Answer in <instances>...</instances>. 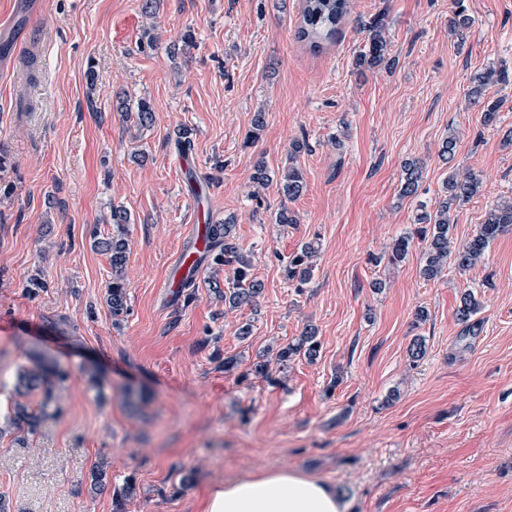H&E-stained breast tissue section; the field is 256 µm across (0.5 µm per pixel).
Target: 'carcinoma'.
I'll return each instance as SVG.
<instances>
[{"instance_id": "carcinoma-1", "label": "carcinoma", "mask_w": 512, "mask_h": 512, "mask_svg": "<svg viewBox=\"0 0 512 512\" xmlns=\"http://www.w3.org/2000/svg\"><path fill=\"white\" fill-rule=\"evenodd\" d=\"M348 12L349 0H304L302 23L298 29L297 38L309 44L315 51L321 49L324 43L335 38L338 26ZM385 29L383 13L374 16L365 25V31L368 33L367 50L358 57V66L372 68L387 59L388 44L384 36ZM511 80L512 75L505 69L488 70L474 78V85L468 91V99L482 106V125L496 124L501 106L499 101L485 100L487 87ZM124 116L127 118L134 116L137 124L146 127L153 122V109L149 101L142 99L137 103L136 113L126 111ZM404 171L400 194L403 197H412L418 191L421 178L420 165L416 161L408 162L404 166ZM304 186L301 169L290 165L279 173V187L284 198L290 201L297 199L302 194ZM481 191L482 181L477 174L471 171L462 174L455 171L444 182L433 211L420 216L422 226L417 228L416 236L425 242L424 264L421 269L425 279L437 278L450 260L462 271L474 267L483 259L493 240L512 230V200L508 199L493 205L486 211L483 223L471 237L459 243L454 241L452 208L469 202L480 195ZM111 220L117 228L116 233L96 241L95 246L110 254L112 284L108 288L107 301L112 308V316L120 317L128 311L127 282L124 277L128 243L124 237V225L130 223V216L126 209L114 206ZM232 228L233 224L229 219L222 224L209 225L213 242L222 244L219 251L212 256V263L216 266H233V277L224 285V303L236 309L243 306L252 307L263 294L264 284L254 276L251 260L239 252L232 236ZM412 241L411 235L396 241L390 253L387 254L388 262L396 263L405 259ZM313 253L311 244L306 243L299 252L289 258L285 266L287 279L296 280L300 285L307 283L311 277ZM477 309L478 303L472 293L463 292L456 309V317L460 323L464 324L467 333L474 329L471 318ZM319 351L320 342L317 339V331L310 327L296 340L279 347L275 355L276 366L281 371L300 356L312 361L317 358ZM50 374L51 369L40 366L34 371H25L19 375V385L22 387L43 389L40 415L44 417L52 415L55 404L51 391L45 388ZM38 416L29 413L27 406L23 404L18 403L15 406L14 420L17 422H32L37 420Z\"/></svg>"}]
</instances>
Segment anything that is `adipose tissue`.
<instances>
[{"label":"adipose tissue","instance_id":"obj_1","mask_svg":"<svg viewBox=\"0 0 512 512\" xmlns=\"http://www.w3.org/2000/svg\"><path fill=\"white\" fill-rule=\"evenodd\" d=\"M203 512H346L329 483L294 469H268L209 489Z\"/></svg>","mask_w":512,"mask_h":512}]
</instances>
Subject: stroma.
Listing matches in <instances>:
<instances>
[{
    "instance_id": "35a3bbf8",
    "label": "stroma",
    "mask_w": 512,
    "mask_h": 512,
    "mask_svg": "<svg viewBox=\"0 0 512 512\" xmlns=\"http://www.w3.org/2000/svg\"><path fill=\"white\" fill-rule=\"evenodd\" d=\"M45 2L29 28L0 0L12 36L38 43L33 66L0 69L12 185L0 189V496L11 512H113L129 479L124 512H201L207 488L267 468L328 482L348 512H512V232L476 267L450 264L431 281L418 240L398 264L370 261L416 230L451 167L483 181L453 212L456 239L512 198V83L487 88L503 102L490 127L466 96L476 74L512 71V0H353L318 51L295 37L302 0H163L153 21L144 0ZM461 6L471 25L457 35ZM380 12L396 63L358 67L363 26ZM151 25L159 43L145 48ZM187 32L193 47L171 57ZM142 99L154 122L135 130L117 105ZM296 139L309 147L292 159ZM290 159L306 188L291 204L298 223L281 225L277 183L258 191L251 175L262 161L275 178ZM410 160L422 178L404 198ZM118 205L130 222L117 320L110 256L93 240L112 235ZM229 216L265 284L257 306L225 310L209 282L232 269L207 257L178 291L164 288L192 225ZM307 242L317 254L299 287L283 268ZM466 290L479 304L468 334L455 317ZM309 324L316 360L254 374ZM40 359L57 370V414L31 428L14 406L38 412L42 393H19L17 372ZM97 467L110 479L100 491Z\"/></svg>"
}]
</instances>
